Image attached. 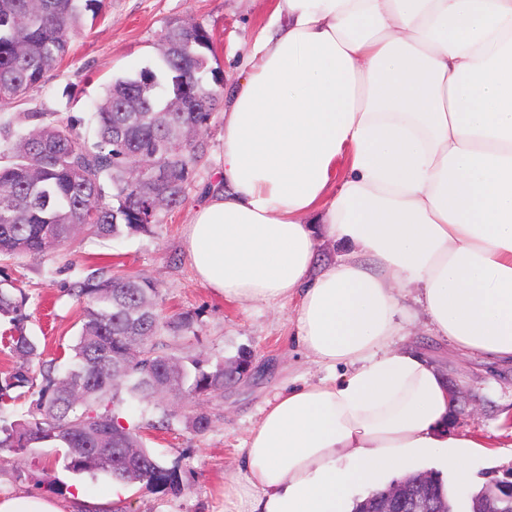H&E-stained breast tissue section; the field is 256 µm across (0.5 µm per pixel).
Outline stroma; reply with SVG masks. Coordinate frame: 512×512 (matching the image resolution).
I'll use <instances>...</instances> for the list:
<instances>
[{"label": "stroma", "instance_id": "stroma-1", "mask_svg": "<svg viewBox=\"0 0 512 512\" xmlns=\"http://www.w3.org/2000/svg\"><path fill=\"white\" fill-rule=\"evenodd\" d=\"M271 10L270 0H106L102 15L71 39L64 61L45 84L28 93L23 106L54 120L80 118L81 137L92 139L91 115L105 86L112 78L154 66L165 30L183 20L199 23L210 33L216 65L224 76L220 92L228 94L252 64L254 43L268 25ZM204 139L206 154L196 167L185 205L162 214L152 232L107 241L81 238L48 256L19 257L8 268L27 296V328L39 337L44 358L57 356L80 327L81 306L69 295L68 285L107 266L154 280L164 314H195L191 352L229 362L244 347L262 368L260 376L228 385L223 399L209 403L213 423L202 434L186 430L180 422L168 430L154 429L149 416L126 410L128 422L140 425L148 447L164 465L179 466L185 486L178 495L145 482L125 486L121 502L128 512H225L224 483L237 476L239 450L264 408L287 383L314 382L326 375L296 344L294 305L228 303L196 279L184 247V229L203 190L216 183L223 167L222 112L214 113ZM400 300L410 323L395 338V347L424 355L456 390L454 430L494 443L473 460L469 487L448 482L461 496L478 491L490 471L512 467V428L506 425L512 418V365L460 353L430 332L428 318L412 294L401 291ZM33 454L40 463L26 475L18 460L0 464V495L40 492L67 497L77 489L90 498H105L112 492L110 477L72 474L54 449L37 448Z\"/></svg>", "mask_w": 512, "mask_h": 512}]
</instances>
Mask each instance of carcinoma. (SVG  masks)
<instances>
[{
	"mask_svg": "<svg viewBox=\"0 0 512 512\" xmlns=\"http://www.w3.org/2000/svg\"><path fill=\"white\" fill-rule=\"evenodd\" d=\"M105 0H0V110L44 84L69 51L71 37L96 20ZM209 32L178 22L164 36L156 69L119 76L96 103V140L80 137L81 120H48L25 109L0 123V260L44 255L80 236L149 233L164 212L187 201L206 152L203 132L222 102L211 83ZM81 326L67 345L65 369L43 359L26 331V295L0 279V321L21 363L0 377V414L41 376L36 408L18 420L0 418V448L24 455L37 445L62 448L76 474H105L122 484L146 482L179 492V466L167 467L146 447L137 425L119 420L131 403L153 406L154 429L179 421L196 434L209 429L204 404L224 398L243 377L251 351L228 371L182 351L173 338L192 332L189 313L165 316L159 288L146 277L101 267L74 282ZM39 359L38 371L30 361ZM424 490L420 474L401 480L402 495L423 492L428 507L454 512L436 473ZM470 512H512V496L495 480L470 498Z\"/></svg>",
	"mask_w": 512,
	"mask_h": 512,
	"instance_id": "1",
	"label": "carcinoma"
}]
</instances>
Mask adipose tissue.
Returning <instances> with one entry per match:
<instances>
[{
  "mask_svg": "<svg viewBox=\"0 0 512 512\" xmlns=\"http://www.w3.org/2000/svg\"><path fill=\"white\" fill-rule=\"evenodd\" d=\"M270 24L185 248L226 301L295 304L328 375L281 389L224 500L350 512L422 461L469 484L492 442L450 430L445 378L393 349L394 290L461 353L512 359V0H274ZM322 237L348 250L320 269Z\"/></svg>",
  "mask_w": 512,
  "mask_h": 512,
  "instance_id": "obj_1",
  "label": "adipose tissue"
}]
</instances>
